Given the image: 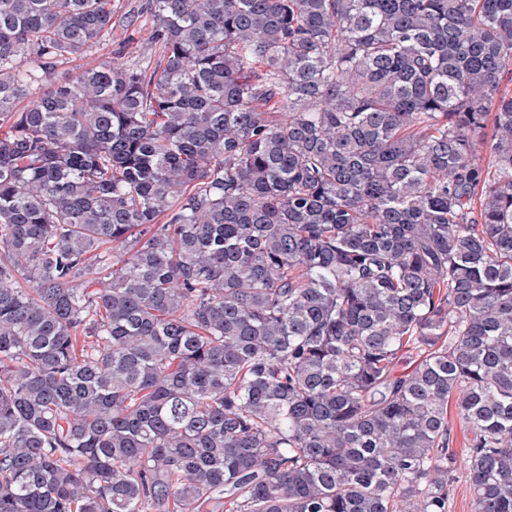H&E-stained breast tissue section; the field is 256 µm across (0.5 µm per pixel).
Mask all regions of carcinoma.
<instances>
[{
	"label": "carcinoma",
	"instance_id": "cac0c4a2",
	"mask_svg": "<svg viewBox=\"0 0 512 512\" xmlns=\"http://www.w3.org/2000/svg\"><path fill=\"white\" fill-rule=\"evenodd\" d=\"M146 11L0 0V512H512V0ZM146 0H112V8L116 13L112 18V37L93 47L82 58L70 60L59 65L55 71L53 81L65 76H71L86 68L95 67L99 63L112 60V53L119 47L130 43L133 61H141L154 67L161 55L160 45L153 39V23L149 15L141 11ZM129 14L138 15L137 22L126 27L120 21ZM116 21V24L113 22ZM448 422L452 432L451 447L459 458L458 466L455 471V478L450 487V506L449 512H474L472 500L473 492L469 481L466 478L465 471L460 466L463 457L467 453V432L457 416L453 401L448 405Z\"/></svg>",
	"mask_w": 512,
	"mask_h": 512
}]
</instances>
